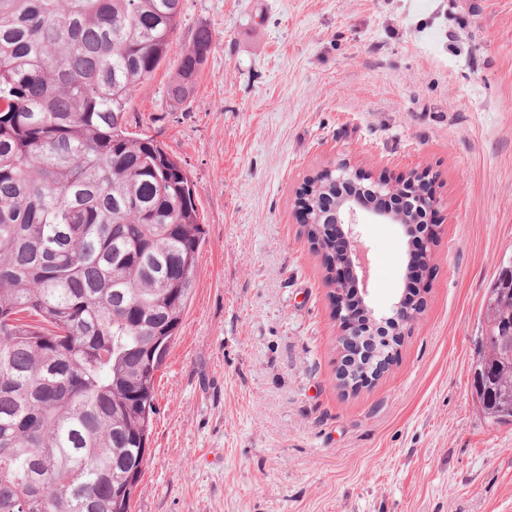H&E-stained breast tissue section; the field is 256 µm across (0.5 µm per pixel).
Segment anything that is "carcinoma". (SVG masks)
<instances>
[{"instance_id":"1","label":"carcinoma","mask_w":512,"mask_h":512,"mask_svg":"<svg viewBox=\"0 0 512 512\" xmlns=\"http://www.w3.org/2000/svg\"><path fill=\"white\" fill-rule=\"evenodd\" d=\"M180 0H0V512H131L157 372L189 302L204 230L132 93L166 59ZM216 33L195 29L170 95L191 94ZM512 285L488 290L474 389Z\"/></svg>"}]
</instances>
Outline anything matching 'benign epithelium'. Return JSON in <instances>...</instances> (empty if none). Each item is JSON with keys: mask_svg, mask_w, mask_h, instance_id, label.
Segmentation results:
<instances>
[{"mask_svg": "<svg viewBox=\"0 0 512 512\" xmlns=\"http://www.w3.org/2000/svg\"><path fill=\"white\" fill-rule=\"evenodd\" d=\"M322 189H336L334 206L320 211L308 188H302L296 214L303 224H326L336 229L345 240L340 252L325 254L329 277L326 287L334 298L333 318L340 330L337 341L344 336H369L379 324L389 323L391 335L404 334L419 319L422 304L408 299V292L397 295L389 310L380 312L373 305L367 288L369 278L368 250L357 227L372 224H398L411 237H418L424 254H429L436 230L431 224L440 199L432 190L433 178L427 170H413L395 180L382 174L339 162L321 173ZM499 349L488 355L497 362L512 359V323L500 331Z\"/></svg>", "mask_w": 512, "mask_h": 512, "instance_id": "benign-epithelium-1", "label": "benign epithelium"}]
</instances>
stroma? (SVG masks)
<instances>
[{
    "instance_id": "obj_1",
    "label": "stroma",
    "mask_w": 512,
    "mask_h": 512,
    "mask_svg": "<svg viewBox=\"0 0 512 512\" xmlns=\"http://www.w3.org/2000/svg\"><path fill=\"white\" fill-rule=\"evenodd\" d=\"M201 25L218 39L178 102ZM130 115L189 173L204 229L131 512H512V424L484 416L472 372L512 263V0H182ZM342 160L429 169L442 201L421 316L355 392L295 217L306 179ZM359 232L387 308L411 241Z\"/></svg>"
}]
</instances>
